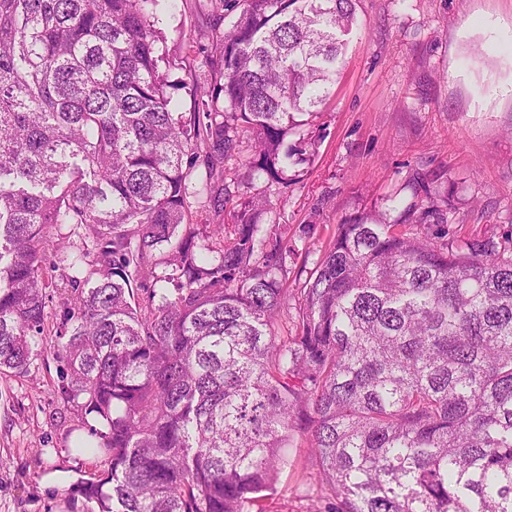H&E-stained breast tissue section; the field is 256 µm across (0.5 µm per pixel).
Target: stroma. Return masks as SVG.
Listing matches in <instances>:
<instances>
[{
  "instance_id": "obj_1",
  "label": "stroma",
  "mask_w": 512,
  "mask_h": 512,
  "mask_svg": "<svg viewBox=\"0 0 512 512\" xmlns=\"http://www.w3.org/2000/svg\"><path fill=\"white\" fill-rule=\"evenodd\" d=\"M357 26L345 47L335 91L312 122L289 134L315 142V161L285 180L260 175L248 194L266 196L270 219L320 236L293 237L291 271L313 269L337 224L378 205L396 218L392 197L413 199L415 178L437 177L448 228L461 237H500L512 229V0H357ZM220 22L209 0H177L160 14L159 47L170 65V93L192 112L195 84L214 74L196 50ZM191 168L189 219L230 224L201 187L203 154ZM71 269H52L40 354L26 375L0 373V512H86L70 484L107 469L105 458L74 452L87 432L83 414L56 393L55 331ZM268 512H309L327 494L306 447L289 448Z\"/></svg>"
}]
</instances>
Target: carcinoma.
I'll return each mask as SVG.
<instances>
[{
	"label": "carcinoma",
	"instance_id": "carcinoma-1",
	"mask_svg": "<svg viewBox=\"0 0 512 512\" xmlns=\"http://www.w3.org/2000/svg\"><path fill=\"white\" fill-rule=\"evenodd\" d=\"M165 2L0 0V371L38 355L51 252L82 274L57 395L94 420L75 451L109 461L68 495L266 512L298 435L330 489L314 512H512V238L448 236L422 180L397 219L337 225L293 290L291 229L227 170L315 160L284 141L331 96L356 0H210L237 17L197 47L219 79L189 114L160 71ZM199 150L228 233L187 222Z\"/></svg>",
	"mask_w": 512,
	"mask_h": 512
}]
</instances>
